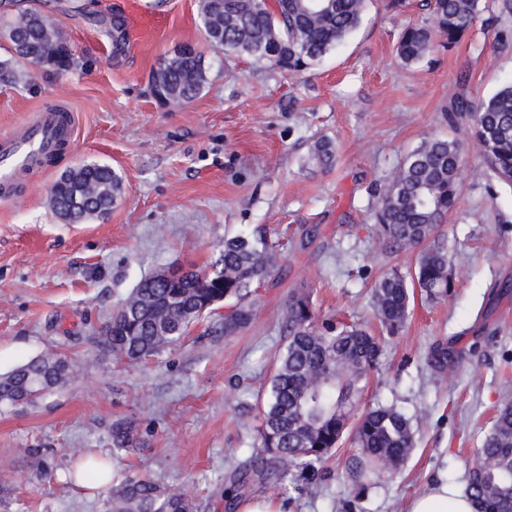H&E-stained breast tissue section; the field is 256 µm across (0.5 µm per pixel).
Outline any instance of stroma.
I'll list each match as a JSON object with an SVG mask.
<instances>
[{"mask_svg":"<svg viewBox=\"0 0 512 512\" xmlns=\"http://www.w3.org/2000/svg\"><path fill=\"white\" fill-rule=\"evenodd\" d=\"M59 23L83 69L28 67V82L0 85V132L54 98L76 115L73 146L27 176L24 199L0 202V373L44 353L69 360V383L34 405L0 408V512H106L107 494L69 473L93 453L113 471L183 485L198 512H224L223 493L258 449L259 412L284 345L283 311L300 283L319 317L377 330L371 287L384 272L412 271L417 250L389 251L371 217V192L386 186L408 153L431 136L453 137L450 92L472 101L512 80V18L474 25L452 48L403 65L398 37L426 26V0H367L360 27L301 72L216 52L198 0H80ZM144 19L123 49L96 17ZM509 38L498 42V31ZM191 45L210 66L195 100L160 105L151 70ZM330 139L333 166L307 165ZM110 165L123 192L102 219L69 224L50 208L52 184L81 164ZM463 193L440 231L454 278L451 296L416 299L406 326L363 382L358 411L395 407L420 416L416 446L399 474L356 493L343 438L314 482L287 492L254 481L242 501L272 500L276 512H406L431 483L467 477L492 426L493 406L512 396V192L488 191L481 159L466 148ZM263 232L277 274L252 298L246 328L225 335L228 310L191 327L184 341L141 361L114 355L101 330L138 281L173 266H204L225 238ZM436 343L464 359L435 373ZM132 423L139 448L112 452V426Z\"/></svg>","mask_w":512,"mask_h":512,"instance_id":"35a3bbf8","label":"stroma"}]
</instances>
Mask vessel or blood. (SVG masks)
Returning <instances> with one entry per match:
<instances>
[{
  "instance_id": "obj_1",
  "label": "vessel or blood",
  "mask_w": 512,
  "mask_h": 512,
  "mask_svg": "<svg viewBox=\"0 0 512 512\" xmlns=\"http://www.w3.org/2000/svg\"><path fill=\"white\" fill-rule=\"evenodd\" d=\"M76 116L65 101L55 99L32 112L10 132L0 134V201L15 203L22 177L44 167L60 147L72 145Z\"/></svg>"
}]
</instances>
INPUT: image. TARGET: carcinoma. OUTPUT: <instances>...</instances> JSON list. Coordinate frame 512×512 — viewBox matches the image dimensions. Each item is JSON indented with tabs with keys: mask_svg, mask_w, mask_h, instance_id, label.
<instances>
[{
	"mask_svg": "<svg viewBox=\"0 0 512 512\" xmlns=\"http://www.w3.org/2000/svg\"><path fill=\"white\" fill-rule=\"evenodd\" d=\"M366 0H199L200 20L210 44L221 51L265 59L288 72L319 62L360 25ZM480 0H430L432 23L408 26L399 38L401 62L411 65L436 46H454L480 16ZM13 17L0 23V40L9 57L0 59V81L21 80L18 65L31 63L56 71L80 66L79 58L54 13L30 2L17 3ZM209 66L196 50L173 51L149 75L159 102L184 104L197 98L208 83ZM448 125L467 127L482 159L489 188L512 189V83L474 104L463 93L448 98ZM465 153L457 139L429 138L404 159L397 174L375 201L373 216L381 243L396 251L421 248L413 272L383 274L372 287V310L388 333L398 331L420 295L429 300L448 296L454 282L448 250L437 234L439 224L462 193L458 179ZM310 157L332 166L331 141L320 139ZM121 177L108 165L87 163L62 174L53 184L49 205L68 224L106 217L121 191ZM275 272L272 247L262 236L239 234L224 239L218 256L204 267L179 269L166 277L143 278L112 312L102 330L112 353L131 361L149 357L179 343L190 328L213 313L221 302L224 335L245 328L252 316L247 298ZM283 328L286 343L270 379L261 409L260 451L250 470L284 488L311 481L345 432L360 455L349 468L350 479L368 488L383 475L397 474L414 449L412 418L394 407H376L349 424L360 383L384 354L385 339L355 324L318 322L310 293L288 297ZM69 361L57 354L33 358L0 375V406L40 390L65 384ZM137 447L131 426L112 425V452ZM290 462L281 466V458ZM476 512H512V400L494 409L493 425L468 471ZM108 512H196L191 493L150 477L128 475L112 484Z\"/></svg>",
	"mask_w": 512,
	"mask_h": 512,
	"instance_id": "1",
	"label": "carcinoma"
}]
</instances>
